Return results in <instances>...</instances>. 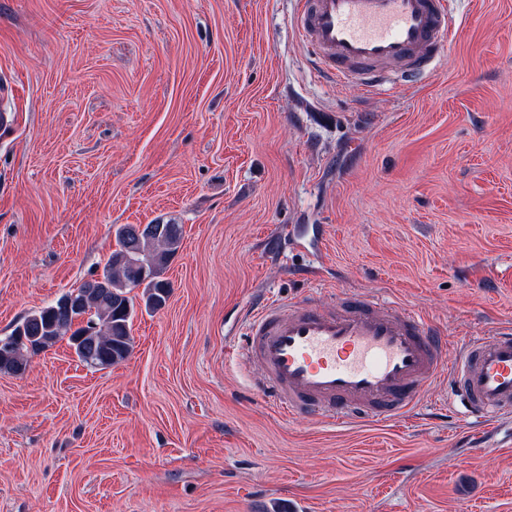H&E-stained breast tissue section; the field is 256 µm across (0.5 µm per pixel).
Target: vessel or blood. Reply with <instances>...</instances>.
I'll use <instances>...</instances> for the list:
<instances>
[{"instance_id":"obj_1","label":"vessel or blood","mask_w":512,"mask_h":512,"mask_svg":"<svg viewBox=\"0 0 512 512\" xmlns=\"http://www.w3.org/2000/svg\"><path fill=\"white\" fill-rule=\"evenodd\" d=\"M450 0H301L293 20L318 72L370 94L383 68L430 76L453 41ZM235 357L261 369L254 387L285 418L353 424L408 417L428 386L447 376L479 426L512 415V326L477 336L447 363V338L401 302L340 292L266 301L246 316Z\"/></svg>"}]
</instances>
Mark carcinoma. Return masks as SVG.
<instances>
[{
    "label": "carcinoma",
    "mask_w": 512,
    "mask_h": 512,
    "mask_svg": "<svg viewBox=\"0 0 512 512\" xmlns=\"http://www.w3.org/2000/svg\"><path fill=\"white\" fill-rule=\"evenodd\" d=\"M115 236L118 248L102 275L75 289V300L82 308H75L65 293L23 318L11 332L15 339L10 348L0 350V374H24L30 356L65 337L79 360L93 368L104 369L129 356L134 309L130 292L142 289L149 312L166 305L171 285L164 273L181 246L182 225L124 224Z\"/></svg>",
    "instance_id": "obj_1"
}]
</instances>
